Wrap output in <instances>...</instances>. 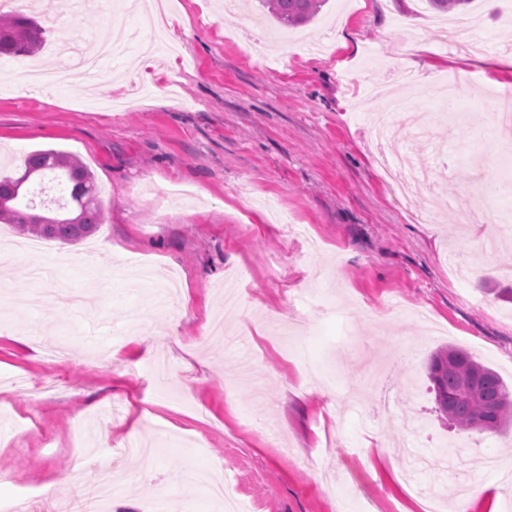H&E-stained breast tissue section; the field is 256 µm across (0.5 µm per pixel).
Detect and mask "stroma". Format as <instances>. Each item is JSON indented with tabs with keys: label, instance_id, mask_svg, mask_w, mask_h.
I'll return each mask as SVG.
<instances>
[{
	"label": "stroma",
	"instance_id": "obj_1",
	"mask_svg": "<svg viewBox=\"0 0 512 512\" xmlns=\"http://www.w3.org/2000/svg\"><path fill=\"white\" fill-rule=\"evenodd\" d=\"M7 3L46 30L35 68L100 28L125 52L98 93L145 95L112 111L75 81L26 90L25 58L0 73V175L67 152L104 213L82 242L0 269V498L41 493L91 433L130 485L110 512H217L191 483L215 462L246 512H336L343 493L352 512L369 497L374 512H422L418 487L459 470L500 486L512 429L451 428L427 366L453 344L512 385V245L484 247L495 227L474 189L512 184L483 93L493 59L512 57L502 0H472L468 56L434 37L427 0H327L298 28L257 0H170L177 56L142 53L156 21L133 7L112 24L101 0ZM459 73L472 80L459 121L428 123ZM373 88L411 99L385 142L369 133ZM403 145L432 169L407 200L381 165ZM439 196L473 218L469 242L414 221ZM301 290L315 306L292 303ZM216 313L232 338L220 354L206 344ZM41 335L67 343L65 363L46 362ZM494 507L512 512V489Z\"/></svg>",
	"mask_w": 512,
	"mask_h": 512
}]
</instances>
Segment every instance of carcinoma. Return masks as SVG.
Wrapping results in <instances>:
<instances>
[{
  "instance_id": "obj_1",
  "label": "carcinoma",
  "mask_w": 512,
  "mask_h": 512,
  "mask_svg": "<svg viewBox=\"0 0 512 512\" xmlns=\"http://www.w3.org/2000/svg\"><path fill=\"white\" fill-rule=\"evenodd\" d=\"M325 0H260L266 11L284 25L309 22ZM45 29L23 14L0 19V56H30L38 53L45 41ZM24 172L53 181L66 191L78 180L87 197L77 209L76 224H25L22 213L29 210L28 197L20 196L13 208L0 209V223L14 224L19 230L47 240L78 242L102 223V210L92 174L75 156L57 150L29 154ZM439 412L461 432H500L512 426V389L491 368L475 360L463 349L448 346L435 351L428 363Z\"/></svg>"
}]
</instances>
